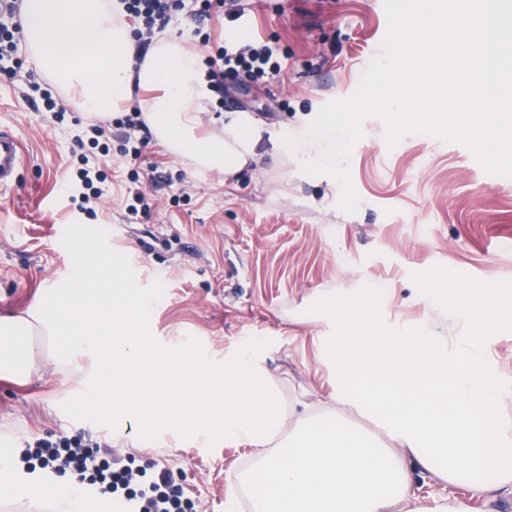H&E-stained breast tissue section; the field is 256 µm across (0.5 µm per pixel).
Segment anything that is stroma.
Returning <instances> with one entry per match:
<instances>
[{
	"instance_id": "1",
	"label": "stroma",
	"mask_w": 512,
	"mask_h": 512,
	"mask_svg": "<svg viewBox=\"0 0 512 512\" xmlns=\"http://www.w3.org/2000/svg\"><path fill=\"white\" fill-rule=\"evenodd\" d=\"M250 15L245 41L269 43L281 70L226 79L229 96L223 107L207 104L203 129L216 131L234 114L263 126L257 158L232 175L202 172L151 139L139 161L113 157L93 213L76 201L80 162L69 151L89 116L73 105L60 119L35 110L26 97L37 77L31 63L0 78V129L17 134L27 156L17 187L0 193V318L36 310L45 290L70 282L76 258L92 266L129 261L134 271L121 277L124 298L110 318L127 321L137 299H149L143 325L153 348L182 347L170 372H194L203 346L220 362L258 345L280 379L283 405L327 401L336 377L322 354L336 326L318 312L338 293L378 289L385 329L447 336H470L474 327L432 305L436 275L491 280L512 297V178L485 173L463 144L425 134L388 147L383 123L371 118L350 158L358 210L338 209L337 182L296 171L274 143L306 135L324 104L353 93L387 31L384 0H264ZM155 169L169 184L150 211L131 215L130 173L144 182ZM73 223L88 236L67 248L61 240ZM34 350L38 374L0 377V446L14 449L22 479L55 480L27 462L29 444L81 436L110 442L138 466L165 463L197 512H251L241 483L253 464L249 449L150 437L142 427L113 438V402L84 419L83 370L56 346L38 342Z\"/></svg>"
}]
</instances>
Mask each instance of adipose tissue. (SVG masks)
Masks as SVG:
<instances>
[{"mask_svg": "<svg viewBox=\"0 0 512 512\" xmlns=\"http://www.w3.org/2000/svg\"><path fill=\"white\" fill-rule=\"evenodd\" d=\"M123 14L119 0H23L27 55L95 117L108 116L139 85L148 93L139 109L156 138L202 170L231 174L255 157L263 130L241 116L218 133L196 135L211 92L186 39L156 37L137 59ZM111 286V276L80 258L69 289L48 292L38 311L0 318V375L37 371L30 341L37 329L60 339L65 358L97 364L99 317L69 311L92 297L109 306ZM430 295L447 296L477 320L480 335L464 337L452 353L444 336L379 329L372 293L350 291L327 305L324 315L336 326L328 351L336 365L334 409L304 401L283 408L279 380L256 353L197 369L192 379L169 373L130 387L125 368L151 373L160 362L147 356L144 331L131 330L112 349V392L124 402L117 423L137 417L145 399H179V410L158 416L159 424L250 449L254 468L245 483L253 512H467L458 498L427 501L413 493V483L428 476L490 501L512 494V421L500 413L504 393L481 347L482 335L499 329L505 303L489 283L449 290L436 283ZM346 408L374 432L354 428Z\"/></svg>", "mask_w": 512, "mask_h": 512, "instance_id": "ef3b65f1", "label": "adipose tissue"}]
</instances>
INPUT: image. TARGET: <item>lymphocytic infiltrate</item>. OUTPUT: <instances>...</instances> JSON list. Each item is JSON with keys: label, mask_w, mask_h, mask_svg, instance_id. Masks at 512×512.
<instances>
[{"label": "lymphocytic infiltrate", "mask_w": 512, "mask_h": 512, "mask_svg": "<svg viewBox=\"0 0 512 512\" xmlns=\"http://www.w3.org/2000/svg\"><path fill=\"white\" fill-rule=\"evenodd\" d=\"M127 18L137 24L139 36L138 52H148L154 33L166 28L180 17L188 16L203 22L221 15L230 20L240 19L245 7L241 0H121ZM207 78L216 105L224 103V77L228 74L246 72L255 77L277 74L278 66L273 61V50L265 44L255 42L216 46L213 54L205 59ZM123 130L124 135L118 152L121 156L140 159L144 147L150 142V130L137 107H130L119 117L109 118L88 125L87 136H75L73 151L81 152L82 165L77 179L84 189L82 200L88 207L97 206L105 194L103 188L107 175L101 158L109 154V145L103 144L111 128ZM99 147L97 155L85 153L87 145ZM35 459L40 466L54 467L58 471L72 470L81 478L97 483L101 493L123 494L127 499L138 500L141 512H193V503L185 497L183 487L178 484L169 467L152 463L149 479H141L139 473L129 466L113 468L111 449L101 443L86 444L79 438H63L58 441L38 443Z\"/></svg>", "instance_id": "1"}]
</instances>
